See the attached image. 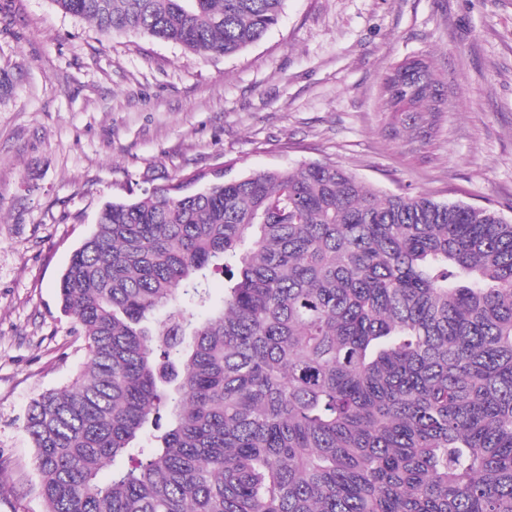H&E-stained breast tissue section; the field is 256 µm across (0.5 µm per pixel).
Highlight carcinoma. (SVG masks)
<instances>
[{"mask_svg":"<svg viewBox=\"0 0 512 512\" xmlns=\"http://www.w3.org/2000/svg\"><path fill=\"white\" fill-rule=\"evenodd\" d=\"M53 2L230 56L284 0ZM395 72L383 111H437L426 59ZM58 294L86 358L25 417L43 512H512V222L493 209L335 164L212 175L105 203Z\"/></svg>","mask_w":512,"mask_h":512,"instance_id":"obj_1","label":"carcinoma"}]
</instances>
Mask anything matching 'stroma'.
Wrapping results in <instances>:
<instances>
[{
    "label": "stroma",
    "instance_id": "stroma-1",
    "mask_svg": "<svg viewBox=\"0 0 512 512\" xmlns=\"http://www.w3.org/2000/svg\"><path fill=\"white\" fill-rule=\"evenodd\" d=\"M415 56L443 81L421 133L378 99ZM0 71V512H43L24 420L85 358L56 286L105 202L220 164L333 162L512 221V0H285L231 57L0 0Z\"/></svg>",
    "mask_w": 512,
    "mask_h": 512
}]
</instances>
